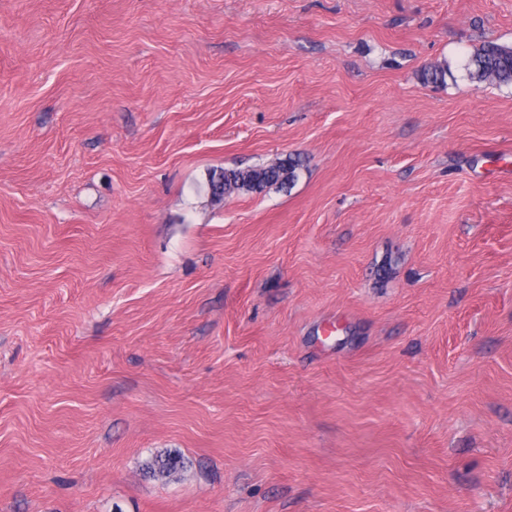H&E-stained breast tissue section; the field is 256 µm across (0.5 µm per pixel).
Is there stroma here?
Listing matches in <instances>:
<instances>
[{
	"instance_id": "stroma-1",
	"label": "stroma",
	"mask_w": 512,
	"mask_h": 512,
	"mask_svg": "<svg viewBox=\"0 0 512 512\" xmlns=\"http://www.w3.org/2000/svg\"><path fill=\"white\" fill-rule=\"evenodd\" d=\"M488 41L512 0H0V512H512ZM299 164L295 159L265 166L244 169H224L209 175L208 186L211 197L222 201L234 192L262 191L266 187L294 182Z\"/></svg>"
}]
</instances>
